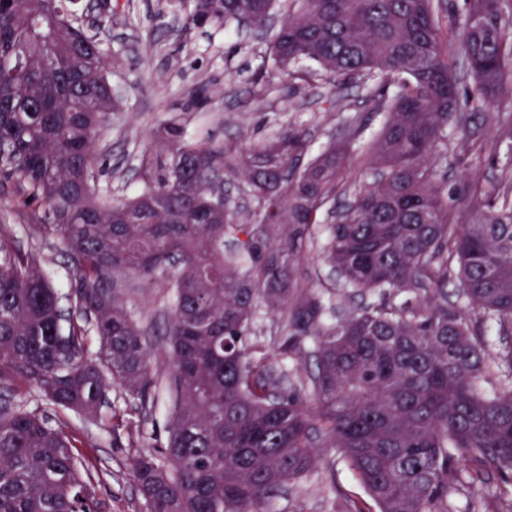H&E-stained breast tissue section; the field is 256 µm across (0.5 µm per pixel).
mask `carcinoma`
Returning a JSON list of instances; mask_svg holds the SVG:
<instances>
[{
	"label": "carcinoma",
	"instance_id": "obj_1",
	"mask_svg": "<svg viewBox=\"0 0 512 512\" xmlns=\"http://www.w3.org/2000/svg\"><path fill=\"white\" fill-rule=\"evenodd\" d=\"M273 37L292 81L368 76L386 112L365 158L375 180L326 226L351 140L296 171L300 131L235 158L177 121L143 158L140 186L97 182L93 149L119 100L103 46L76 0H0V195L75 266L65 313L40 260L0 244V385L38 388L45 409L0 404V512H95L90 475L54 417L97 419L110 381L146 410L152 346L133 296L160 288L173 408L166 440L140 456L147 512H265L333 448L375 510L335 490L339 512H458L456 495L496 478L512 512V195L474 187L448 208L437 155L448 120L464 126L457 63L486 109L512 98V34L502 0H465L452 38L444 0H298ZM273 0H193L185 28L256 25ZM313 61L323 73L294 70ZM237 167L261 210L239 221L211 178ZM326 233L324 262L371 300L341 317L332 289L295 280L298 243ZM237 249L224 251V239ZM461 288L448 303V275ZM289 309L269 351L252 339L258 305ZM96 358L84 356L87 332ZM311 344L315 372L292 380Z\"/></svg>",
	"mask_w": 512,
	"mask_h": 512
}]
</instances>
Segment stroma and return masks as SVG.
<instances>
[{
	"label": "stroma",
	"instance_id": "stroma-1",
	"mask_svg": "<svg viewBox=\"0 0 512 512\" xmlns=\"http://www.w3.org/2000/svg\"><path fill=\"white\" fill-rule=\"evenodd\" d=\"M183 22V13L171 0H118L112 11L104 43L111 58L109 80L121 97V107L96 142L97 153L107 161L98 174L102 187L116 195L132 194L143 153L160 126L173 119L203 139L223 143L235 155L287 129L305 133L312 156L349 138L354 152L348 178L370 180L364 158L384 115L377 112L364 79L342 85L331 104L322 83L294 84L274 70L272 31L246 37L232 23L186 32ZM260 71L265 74L261 80L256 77ZM200 86L208 89L210 100L197 110L188 101L190 92ZM459 94L466 129L495 139L503 118L512 114V100L489 109L469 107L473 83L468 78L460 80ZM463 130L449 125L447 150L438 167L448 206L456 211L470 206L473 184L488 190L512 189V147L503 144L494 153H472L461 145ZM0 243L24 252L38 250L52 286L59 294L67 293L74 269L62 240L34 239L2 199ZM160 306L157 291L151 289L135 299L138 317L148 325L161 378L147 411L135 410L123 390L113 385L99 420L60 418L91 476L97 512H145L133 479L134 464L139 455L164 442V424L173 404L165 360L168 318L159 315ZM337 487L356 502L368 500L336 452L320 449L316 469L274 500L268 512H334Z\"/></svg>",
	"mask_w": 512,
	"mask_h": 512
}]
</instances>
